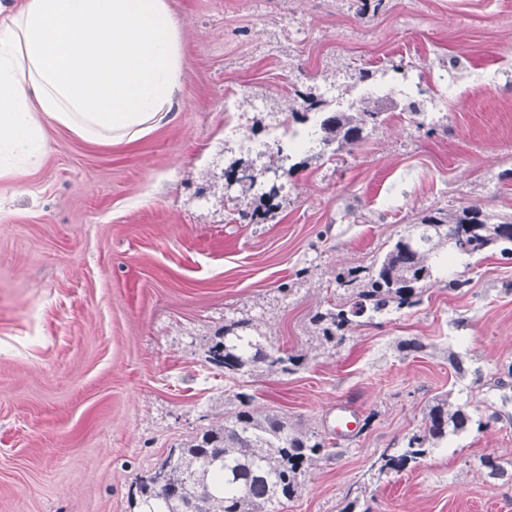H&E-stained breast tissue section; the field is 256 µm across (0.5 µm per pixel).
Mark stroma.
Masks as SVG:
<instances>
[{
	"label": "stroma",
	"instance_id": "obj_1",
	"mask_svg": "<svg viewBox=\"0 0 512 512\" xmlns=\"http://www.w3.org/2000/svg\"><path fill=\"white\" fill-rule=\"evenodd\" d=\"M169 4L184 55L171 120L117 145L46 123L42 166L23 189L0 182V512H136V479L240 392L336 450L278 512H341L357 487L365 512H512V260L472 257L461 287L431 284L338 343L311 321L337 272L367 271L429 210L512 214V0ZM383 78L397 107L352 150L274 173L239 146ZM242 318L305 368L225 378L206 351ZM437 395L467 429L373 479Z\"/></svg>",
	"mask_w": 512,
	"mask_h": 512
}]
</instances>
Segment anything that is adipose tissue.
<instances>
[{"instance_id": "1", "label": "adipose tissue", "mask_w": 512, "mask_h": 512, "mask_svg": "<svg viewBox=\"0 0 512 512\" xmlns=\"http://www.w3.org/2000/svg\"><path fill=\"white\" fill-rule=\"evenodd\" d=\"M183 64L168 0H0V182L42 164L45 121L97 144L169 121Z\"/></svg>"}]
</instances>
